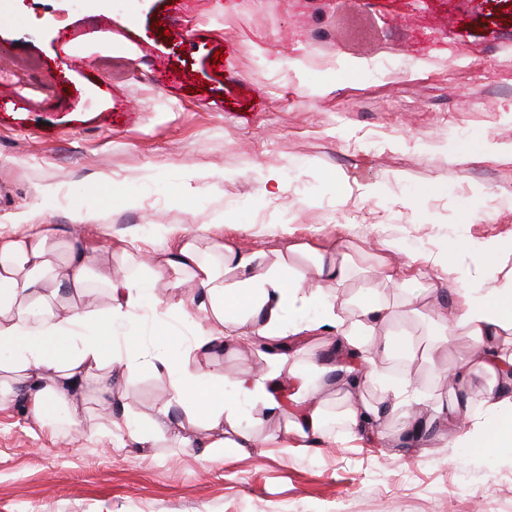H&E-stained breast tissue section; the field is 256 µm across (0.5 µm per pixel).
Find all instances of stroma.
Segmentation results:
<instances>
[{
  "label": "stroma",
  "mask_w": 512,
  "mask_h": 512,
  "mask_svg": "<svg viewBox=\"0 0 512 512\" xmlns=\"http://www.w3.org/2000/svg\"><path fill=\"white\" fill-rule=\"evenodd\" d=\"M100 34L111 54L86 55ZM65 51L84 66H62ZM0 53L1 235L51 224L60 245L116 254L161 224H220L225 244L268 255L330 238L353 256L351 300L386 292L382 259L416 288L425 259L447 258L443 294L497 287L487 250L512 266V0H0ZM78 210L91 220L74 224ZM165 293L114 341H182ZM319 317L295 314L305 331L283 369L339 364ZM470 353L458 329L431 362L385 373L443 397L441 371ZM269 361L253 344L197 364L235 376ZM345 390L324 379L325 433L307 439L243 402L264 445L210 461L125 446L94 394L82 435L0 406V512H512V448H409L390 416L350 439ZM168 392L136 372L126 415L147 421Z\"/></svg>",
  "instance_id": "35a3bbf8"
}]
</instances>
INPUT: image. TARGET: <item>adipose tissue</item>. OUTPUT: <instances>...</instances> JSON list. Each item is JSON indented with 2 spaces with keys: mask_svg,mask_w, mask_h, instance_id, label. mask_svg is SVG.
<instances>
[{
  "mask_svg": "<svg viewBox=\"0 0 512 512\" xmlns=\"http://www.w3.org/2000/svg\"><path fill=\"white\" fill-rule=\"evenodd\" d=\"M161 249L122 250L120 256L136 268L117 279L111 263L96 259L94 247L70 244L58 255L56 230L32 225L27 233L0 236V402L19 399L25 414L42 426L68 432L84 429L88 408L84 390L92 383L105 391L127 389L140 366L168 377L167 402L150 408V429L124 419L123 431L134 448L153 447L160 436L186 448H197L209 460L225 452L254 447V433L244 424L239 396L279 410L267 391V375H214L191 366L193 353L209 352L218 344L245 346L256 338H271L299 330L292 313L320 309L321 327L336 330L346 346L366 354V367L349 380L350 388L378 384L380 401L365 397L347 402L344 420L353 437L375 431L382 409L397 413V433L415 446L427 433V422H460L454 442L474 448L512 446V269L503 270L486 256L482 272L502 276L493 292L453 289L452 307L435 299L433 284L409 288L394 283L391 295L368 293L357 305L340 301L338 291L352 276L353 260L344 245L291 243L274 258L241 252L224 242V227L201 224L188 229L172 224L163 229ZM174 270L178 278L161 298L192 328L187 348L153 352L137 345L112 348V324L135 313L148 289L140 275ZM98 286L102 307L79 304L91 286ZM419 323V341H400L379 334L389 318ZM456 324L473 342V355L452 368L457 390L447 399L412 391L410 378L388 381L382 365L396 355L407 361L423 358L426 348L448 342V326ZM484 373L487 387L470 395L473 374ZM184 406L181 420L170 416L171 403Z\"/></svg>",
  "mask_w": 512,
  "mask_h": 512,
  "instance_id": "ef3b65f1",
  "label": "adipose tissue"
}]
</instances>
